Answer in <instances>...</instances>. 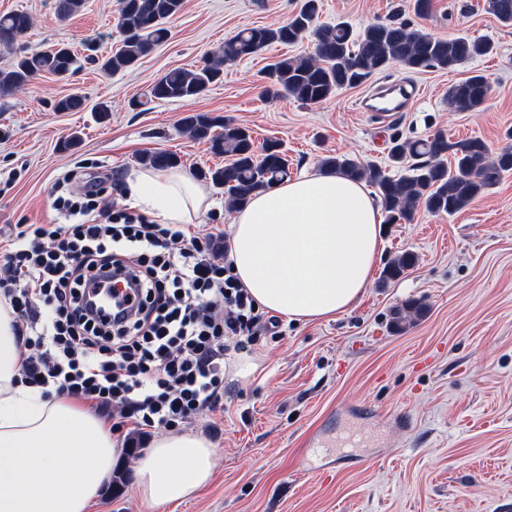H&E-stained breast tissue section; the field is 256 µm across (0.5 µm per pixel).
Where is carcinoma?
Segmentation results:
<instances>
[{"label":"carcinoma","instance_id":"carcinoma-1","mask_svg":"<svg viewBox=\"0 0 512 512\" xmlns=\"http://www.w3.org/2000/svg\"><path fill=\"white\" fill-rule=\"evenodd\" d=\"M85 0H57L56 16L65 21L80 12ZM183 0H119L117 27L123 35L118 47L104 58L102 67L115 74L135 66L152 49L169 38L168 21L182 9ZM491 9L500 22L512 24V0H491ZM320 0H301L288 23L278 27L258 26L244 29L195 69H173L155 81L148 94L134 96L130 104L145 101L183 100L197 97L224 74V67L262 52L272 44H293L313 27L319 15ZM30 27V17L20 11L0 15V45L10 47L18 33ZM316 54L313 57H282L269 65L268 92L292 97L303 104H318L343 88H355L372 76L399 63L411 72L428 69L453 70L462 63L492 52L488 41L467 37L442 39L394 16L356 31L341 22L322 25L315 30ZM78 57L66 46L24 55L0 68V93L12 92L41 75L70 73ZM489 86L482 74L467 77L448 87V100L461 111H474L485 101ZM185 132L196 139H207L217 155L230 158L221 168L200 172V176L224 189L228 208L244 206L250 195L276 183L289 174L287 155L276 141L266 143L257 156L248 130L224 121L220 116L198 112L186 116ZM453 163H448V158ZM406 173L391 176L382 167L350 157L332 155L322 159L325 169L375 187L387 223L409 220L425 209L431 213L454 214L493 187L502 173L512 170V145L503 147L495 157L485 142L472 138L450 142L436 133L425 139H395L389 160L401 166L407 160ZM146 167L173 168L176 155L166 152L145 153L140 158ZM416 256L404 252L391 259L380 277L381 286L400 278L415 265ZM424 311L409 301L392 311L391 328L406 330Z\"/></svg>","mask_w":512,"mask_h":512}]
</instances>
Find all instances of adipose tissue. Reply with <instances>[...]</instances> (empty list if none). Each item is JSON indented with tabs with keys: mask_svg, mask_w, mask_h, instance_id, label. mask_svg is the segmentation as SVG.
Wrapping results in <instances>:
<instances>
[{
	"mask_svg": "<svg viewBox=\"0 0 512 512\" xmlns=\"http://www.w3.org/2000/svg\"><path fill=\"white\" fill-rule=\"evenodd\" d=\"M126 194L158 224H198L212 202L181 169H143ZM384 214L362 183L321 170L252 195L229 230L231 273L256 306L298 323L344 313L364 295L382 253ZM16 315L0 299V512H88L122 448L80 401L43 396L22 374ZM216 450L202 434L163 432L136 461L154 508L206 486Z\"/></svg>",
	"mask_w": 512,
	"mask_h": 512,
	"instance_id": "ef3b65f1",
	"label": "adipose tissue"
}]
</instances>
